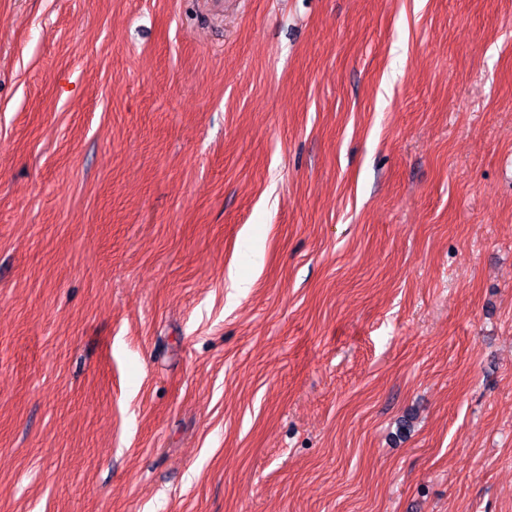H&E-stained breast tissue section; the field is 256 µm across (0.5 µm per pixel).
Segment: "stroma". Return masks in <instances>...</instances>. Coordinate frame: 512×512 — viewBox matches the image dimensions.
Masks as SVG:
<instances>
[{
    "instance_id": "35a3bbf8",
    "label": "stroma",
    "mask_w": 512,
    "mask_h": 512,
    "mask_svg": "<svg viewBox=\"0 0 512 512\" xmlns=\"http://www.w3.org/2000/svg\"><path fill=\"white\" fill-rule=\"evenodd\" d=\"M0 512H512V0H0Z\"/></svg>"
}]
</instances>
